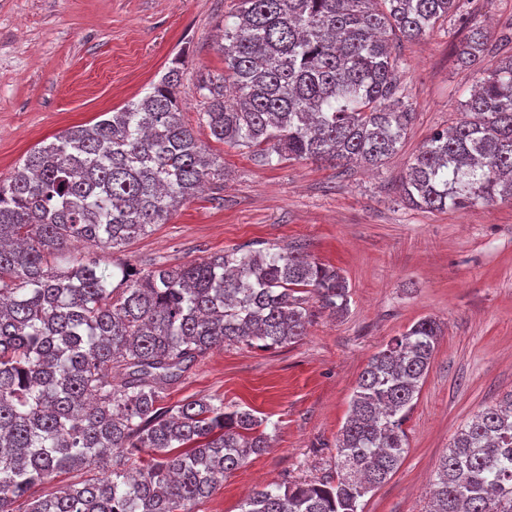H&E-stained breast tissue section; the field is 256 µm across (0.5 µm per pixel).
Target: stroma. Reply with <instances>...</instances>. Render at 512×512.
<instances>
[{"mask_svg":"<svg viewBox=\"0 0 512 512\" xmlns=\"http://www.w3.org/2000/svg\"><path fill=\"white\" fill-rule=\"evenodd\" d=\"M238 7L239 0H0V180L42 141L143 98L178 56L183 120L206 138L196 85L223 72L218 27ZM474 22L489 38L484 67L512 54L503 39L512 31V0H458L456 14L397 43L399 82L415 116L383 166L263 167L248 150L213 141L223 183L206 185L121 251L102 254L104 264L146 271L302 243L348 281L347 312L309 301L311 322L296 343L227 344L165 386L160 407L204 398L266 420L269 448L224 476L196 512H240L256 488L333 472L360 374L422 318H435L443 333L404 425L409 448L391 478L364 497L363 512H425L458 429L512 393V202L428 210L408 205L401 192L409 160L459 118L479 78L457 60Z\"/></svg>","mask_w":512,"mask_h":512,"instance_id":"35a3bbf8","label":"stroma"}]
</instances>
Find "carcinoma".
Listing matches in <instances>:
<instances>
[{
	"mask_svg": "<svg viewBox=\"0 0 512 512\" xmlns=\"http://www.w3.org/2000/svg\"><path fill=\"white\" fill-rule=\"evenodd\" d=\"M458 0H241L224 23V72L196 86L217 142L272 166H379L413 118L390 37L415 40ZM474 26L458 61L480 78L455 125L409 164L405 199L431 210L512 200V56L481 67ZM180 59L153 91L31 150L0 181V512H196L220 478L268 447L251 410L159 389L225 343L282 347L305 335L309 297L347 309L337 268L299 246L231 250L121 279L75 243L118 251L224 180L186 126ZM417 321L369 361L336 439V476L254 491L241 512H359L408 448L404 424L440 338ZM149 459L132 471L139 454ZM99 476L47 498L31 489L91 466ZM426 512H512V394L464 424L440 459Z\"/></svg>",
	"mask_w": 512,
	"mask_h": 512,
	"instance_id": "carcinoma-1",
	"label": "carcinoma"
}]
</instances>
